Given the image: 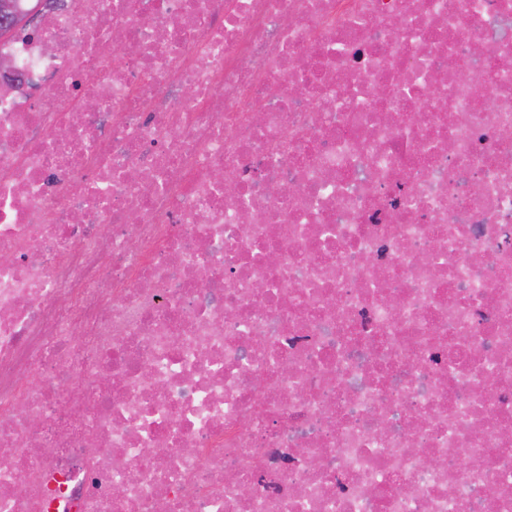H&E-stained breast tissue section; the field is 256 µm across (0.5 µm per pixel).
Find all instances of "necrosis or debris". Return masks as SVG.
Returning <instances> with one entry per match:
<instances>
[{"label":"necrosis or debris","mask_w":512,"mask_h":512,"mask_svg":"<svg viewBox=\"0 0 512 512\" xmlns=\"http://www.w3.org/2000/svg\"><path fill=\"white\" fill-rule=\"evenodd\" d=\"M20 10L0 512H512V0Z\"/></svg>","instance_id":"4bbe7bcc"}]
</instances>
